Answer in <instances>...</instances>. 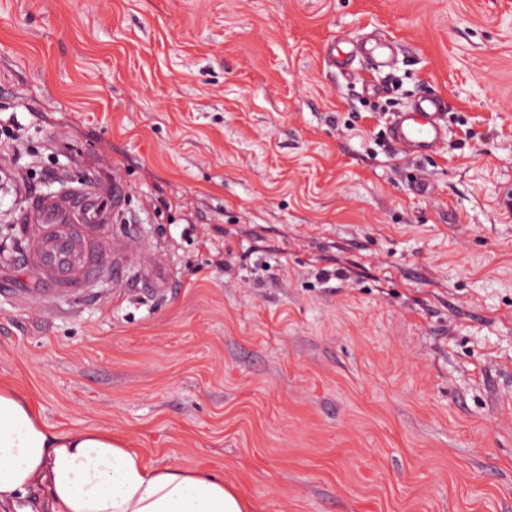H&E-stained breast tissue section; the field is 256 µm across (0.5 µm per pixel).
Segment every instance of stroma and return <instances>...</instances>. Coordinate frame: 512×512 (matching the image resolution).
Instances as JSON below:
<instances>
[{"instance_id": "35a3bbf8", "label": "stroma", "mask_w": 512, "mask_h": 512, "mask_svg": "<svg viewBox=\"0 0 512 512\" xmlns=\"http://www.w3.org/2000/svg\"><path fill=\"white\" fill-rule=\"evenodd\" d=\"M374 33L390 68L327 63ZM448 100L403 158L386 122ZM0 384L255 512H512V0H0ZM123 179L164 296L40 298L4 227ZM448 102L430 91L417 96L404 112H395L387 122L389 142L405 153L428 154L446 139Z\"/></svg>"}]
</instances>
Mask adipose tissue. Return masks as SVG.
Segmentation results:
<instances>
[{
	"instance_id": "adipose-tissue-1",
	"label": "adipose tissue",
	"mask_w": 512,
	"mask_h": 512,
	"mask_svg": "<svg viewBox=\"0 0 512 512\" xmlns=\"http://www.w3.org/2000/svg\"><path fill=\"white\" fill-rule=\"evenodd\" d=\"M22 512H253L214 469L145 462L105 429L60 431L0 387V508Z\"/></svg>"
}]
</instances>
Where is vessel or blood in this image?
<instances>
[{
    "instance_id": "obj_1",
    "label": "vessel or blood",
    "mask_w": 512,
    "mask_h": 512,
    "mask_svg": "<svg viewBox=\"0 0 512 512\" xmlns=\"http://www.w3.org/2000/svg\"><path fill=\"white\" fill-rule=\"evenodd\" d=\"M357 53L381 71L392 63L394 44L375 38L359 42ZM447 100L430 91L387 122L389 142L405 153L428 154L446 139ZM127 183L116 177L87 173L59 191L31 197L23 205L20 224L36 227L26 240L24 258L52 289L79 290L103 276L124 283L126 266L137 263L143 287L163 292L170 270L157 254L139 252L127 231L100 238L104 226L120 223Z\"/></svg>"
}]
</instances>
